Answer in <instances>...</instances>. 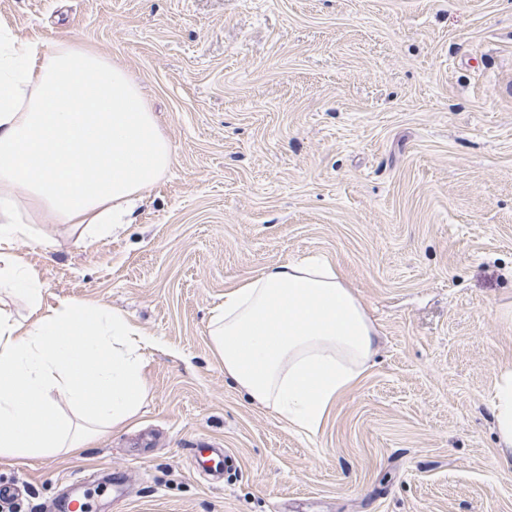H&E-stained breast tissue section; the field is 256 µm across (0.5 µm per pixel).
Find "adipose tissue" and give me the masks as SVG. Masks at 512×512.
<instances>
[{
  "label": "adipose tissue",
  "mask_w": 512,
  "mask_h": 512,
  "mask_svg": "<svg viewBox=\"0 0 512 512\" xmlns=\"http://www.w3.org/2000/svg\"><path fill=\"white\" fill-rule=\"evenodd\" d=\"M172 165L169 142L132 75L67 36L22 39L0 24V459L83 452L138 416L149 341L123 311L45 304L37 266L58 243L30 208L68 225L75 244L131 223ZM208 335L224 374L300 433L316 435L368 370L378 333L333 266L317 258L260 270L225 292ZM491 410L512 455V369Z\"/></svg>",
  "instance_id": "ef3b65f1"
}]
</instances>
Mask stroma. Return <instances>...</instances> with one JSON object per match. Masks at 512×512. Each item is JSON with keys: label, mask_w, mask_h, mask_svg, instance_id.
<instances>
[{"label": "stroma", "mask_w": 512, "mask_h": 512, "mask_svg": "<svg viewBox=\"0 0 512 512\" xmlns=\"http://www.w3.org/2000/svg\"><path fill=\"white\" fill-rule=\"evenodd\" d=\"M20 37L67 32L131 72L169 172L131 224L28 255L48 303L127 312L138 417L80 457L0 461L47 512L108 478L96 512H512L490 410L512 368V0H0ZM330 261L378 331L316 436L225 377L208 335L266 267ZM224 474H198L201 444Z\"/></svg>", "instance_id": "stroma-1"}]
</instances>
